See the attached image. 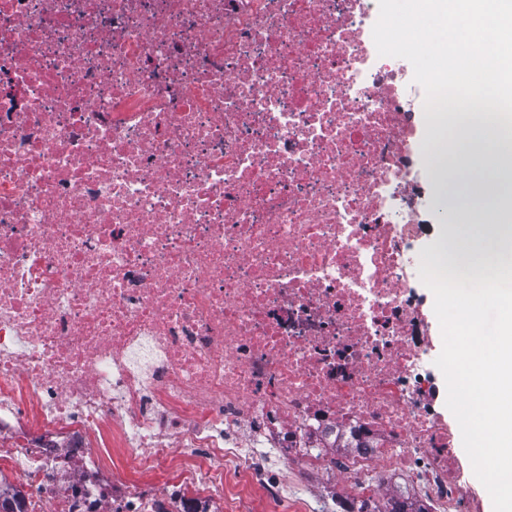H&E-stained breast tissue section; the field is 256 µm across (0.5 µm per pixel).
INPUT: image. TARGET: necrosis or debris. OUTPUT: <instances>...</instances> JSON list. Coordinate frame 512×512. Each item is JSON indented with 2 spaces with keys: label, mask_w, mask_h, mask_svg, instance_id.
<instances>
[{
  "label": "necrosis or debris",
  "mask_w": 512,
  "mask_h": 512,
  "mask_svg": "<svg viewBox=\"0 0 512 512\" xmlns=\"http://www.w3.org/2000/svg\"><path fill=\"white\" fill-rule=\"evenodd\" d=\"M375 8L0 0V477L26 512H320L306 475L479 512L426 404Z\"/></svg>",
  "instance_id": "obj_1"
}]
</instances>
